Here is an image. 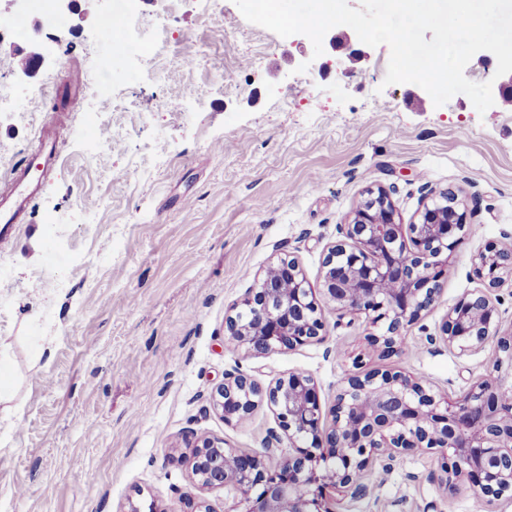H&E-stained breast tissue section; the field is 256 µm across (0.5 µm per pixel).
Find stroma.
<instances>
[{
  "mask_svg": "<svg viewBox=\"0 0 512 512\" xmlns=\"http://www.w3.org/2000/svg\"><path fill=\"white\" fill-rule=\"evenodd\" d=\"M109 0L56 23L24 0H0V181L57 127L54 166L0 252V512H125L141 497L178 508L192 491L169 448L197 433L261 450L277 423L259 407L224 421L209 395L225 372L269 383L312 375L323 406L374 327L323 306V341L250 358L226 347L224 314L277 257H295L319 287L327 246L368 189L389 188L404 223L429 190H462L467 231L435 307L389 359L455 394L485 375L490 354L430 343L449 307L481 287L476 254L512 232V106L478 113L463 94L435 106L412 83L385 85L390 48L334 27L358 54L245 20L234 0H139L120 32ZM37 31L18 36V13ZM36 53L23 79L10 49ZM200 54L197 67L181 63ZM109 65L98 68L100 57ZM185 111L169 103L185 86ZM97 114L62 109L65 87ZM89 223H82V216ZM436 455L373 464L368 494L340 512H473L469 491L445 499Z\"/></svg>",
  "mask_w": 512,
  "mask_h": 512,
  "instance_id": "stroma-1",
  "label": "stroma"
}]
</instances>
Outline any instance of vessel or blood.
I'll use <instances>...</instances> for the list:
<instances>
[{
  "label": "vessel or blood",
  "mask_w": 512,
  "mask_h": 512,
  "mask_svg": "<svg viewBox=\"0 0 512 512\" xmlns=\"http://www.w3.org/2000/svg\"><path fill=\"white\" fill-rule=\"evenodd\" d=\"M55 161L52 152H35L30 160L18 166L10 185L0 188V250L10 243L8 229L18 223L33 202L41 185V175Z\"/></svg>",
  "instance_id": "vessel-or-blood-1"
}]
</instances>
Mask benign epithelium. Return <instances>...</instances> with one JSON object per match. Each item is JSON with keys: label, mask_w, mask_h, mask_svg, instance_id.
Returning a JSON list of instances; mask_svg holds the SVG:
<instances>
[{"label": "benign epithelium", "mask_w": 512, "mask_h": 512, "mask_svg": "<svg viewBox=\"0 0 512 512\" xmlns=\"http://www.w3.org/2000/svg\"><path fill=\"white\" fill-rule=\"evenodd\" d=\"M461 205L457 192L443 191L423 205L419 220L405 224L387 190H368L341 225V238L327 247L319 291L296 258H279L224 315L225 341L252 358L319 341L323 300L342 315L372 316L383 332L365 337L369 351L381 359L400 355L404 329L440 297L435 269L448 267L461 242ZM503 238L501 247L476 256L482 287L448 309L432 338L461 355L490 349L487 374L451 398L392 368L354 373L325 411L310 374L290 372L264 385L248 373L227 372L210 407L227 422L243 423L267 406L294 453L268 469L261 455L195 436L186 446L194 486L236 489L240 499L229 512H336L329 490L362 496L373 463L416 451L441 455L437 482L450 498L466 485L485 510L511 498L512 324H502L493 299L496 290L512 288V232ZM179 503L178 512H212L191 493Z\"/></svg>", "instance_id": "obj_1"}]
</instances>
